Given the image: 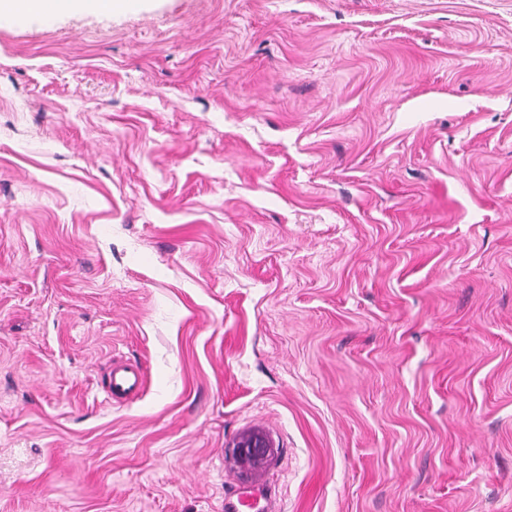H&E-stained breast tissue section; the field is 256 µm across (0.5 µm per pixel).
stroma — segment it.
Wrapping results in <instances>:
<instances>
[{
  "label": "stroma",
  "mask_w": 512,
  "mask_h": 512,
  "mask_svg": "<svg viewBox=\"0 0 512 512\" xmlns=\"http://www.w3.org/2000/svg\"><path fill=\"white\" fill-rule=\"evenodd\" d=\"M253 480L512 512V0L0 17V512ZM141 377L139 369L114 367L109 373L105 398L110 402H119L135 396L141 387ZM270 444L265 437L254 436L245 442H237L235 445V455L239 460L244 459H262L268 456Z\"/></svg>",
  "instance_id": "stroma-1"
}]
</instances>
